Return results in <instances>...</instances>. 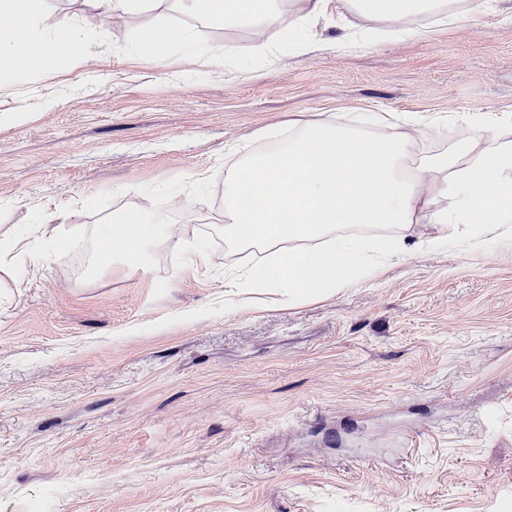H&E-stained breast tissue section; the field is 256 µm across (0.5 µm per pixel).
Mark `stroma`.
<instances>
[{
  "instance_id": "35a3bbf8",
  "label": "stroma",
  "mask_w": 512,
  "mask_h": 512,
  "mask_svg": "<svg viewBox=\"0 0 512 512\" xmlns=\"http://www.w3.org/2000/svg\"><path fill=\"white\" fill-rule=\"evenodd\" d=\"M74 24L84 57L0 73V512H512V242L394 255L377 277L284 305L226 285L224 174L257 130L403 118L425 151L512 128V0L427 36L300 52L198 23L197 54L132 49L143 20ZM163 225L143 267L93 266L94 230Z\"/></svg>"
}]
</instances>
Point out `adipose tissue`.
I'll list each match as a JSON object with an SVG mask.
<instances>
[{"instance_id":"adipose-tissue-1","label":"adipose tissue","mask_w":512,"mask_h":512,"mask_svg":"<svg viewBox=\"0 0 512 512\" xmlns=\"http://www.w3.org/2000/svg\"><path fill=\"white\" fill-rule=\"evenodd\" d=\"M40 0H0V68L43 70L60 51L82 57L88 46L80 26L58 39L43 38ZM101 20L119 13L146 16L140 44L150 59L171 47L192 49L195 33L184 29L175 42H157L152 14L160 0H82ZM292 27L307 28L324 19L345 28L343 47L367 38L371 25L388 35H407L404 19L420 15L430 23L455 24L493 9L496 0H298ZM180 12L220 25L244 24L263 33L281 28L278 0H172ZM374 130L332 120L294 126L287 141L269 152L240 159L224 177V221L215 231L238 250L264 253L242 282L246 288H284L289 303L346 287L381 271L376 253L396 255L406 249L404 230L422 222L435 225L439 238L463 251L480 250L486 235L512 237V139L499 137L479 150L477 139L490 135L488 125L470 126L451 148L421 151L413 139L375 118ZM453 196L454 211L436 208L437 198ZM484 224H474V217ZM398 228L378 240L363 237L365 228ZM161 234L142 217L122 214L104 239L129 238L135 253L115 250L97 255L136 269L145 247Z\"/></svg>"}]
</instances>
